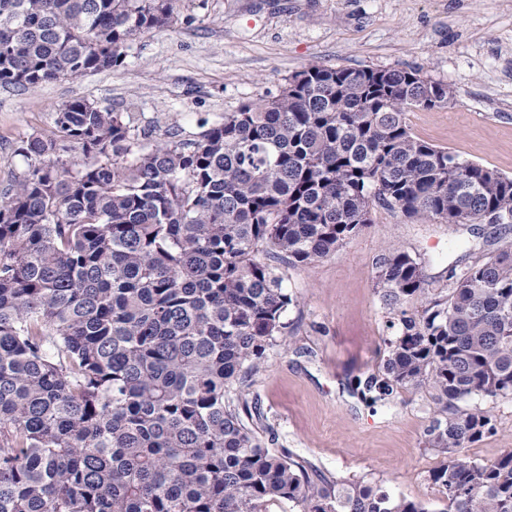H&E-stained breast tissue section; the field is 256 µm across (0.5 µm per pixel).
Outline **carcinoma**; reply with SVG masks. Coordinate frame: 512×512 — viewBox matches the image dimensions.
<instances>
[{"label":"carcinoma","mask_w":512,"mask_h":512,"mask_svg":"<svg viewBox=\"0 0 512 512\" xmlns=\"http://www.w3.org/2000/svg\"><path fill=\"white\" fill-rule=\"evenodd\" d=\"M175 21V0H0V86L118 70ZM453 97L415 68L312 64L190 140L145 148L74 99L21 141L28 169L0 196V512H429L268 447L244 385L288 346L271 260L336 254L374 202L512 231V177L407 124ZM373 270L395 334L356 388L430 394L440 512H512V450L466 452L496 432L480 402L512 396V242L451 269L444 295L399 248Z\"/></svg>","instance_id":"obj_1"}]
</instances>
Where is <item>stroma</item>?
<instances>
[{"instance_id": "35a3bbf8", "label": "stroma", "mask_w": 512, "mask_h": 512, "mask_svg": "<svg viewBox=\"0 0 512 512\" xmlns=\"http://www.w3.org/2000/svg\"><path fill=\"white\" fill-rule=\"evenodd\" d=\"M181 20L134 39L125 68L63 78L35 90L0 87V194L28 168L16 149L50 134L55 110L86 98L122 113L153 139L196 136L242 104L278 93L305 67L416 68L450 86L448 105L406 120L433 145L512 177V0H181ZM371 224L329 258L279 262L296 298L288 349L271 348L247 390L275 447L326 475L362 478L442 512L426 479L441 457L425 445L432 401L394 393L370 409L349 392L354 376L377 368L390 332L375 288L374 258L400 246L420 258L428 287L447 291L450 269L495 254L487 225L420 222L373 205ZM497 431L468 445L487 461L512 449V399L487 403Z\"/></svg>"}]
</instances>
